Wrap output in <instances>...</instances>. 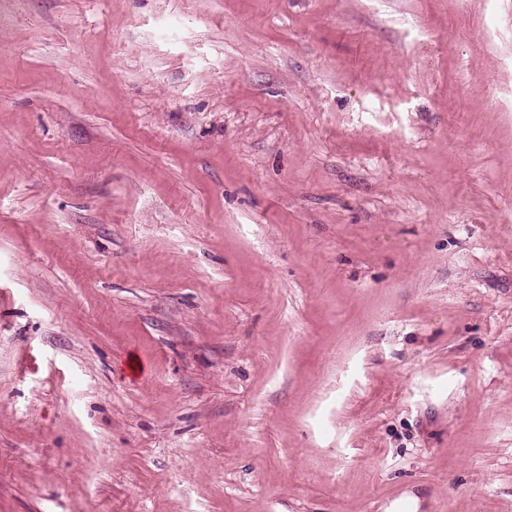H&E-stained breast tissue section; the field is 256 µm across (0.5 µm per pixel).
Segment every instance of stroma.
<instances>
[{"label": "stroma", "instance_id": "1", "mask_svg": "<svg viewBox=\"0 0 512 512\" xmlns=\"http://www.w3.org/2000/svg\"><path fill=\"white\" fill-rule=\"evenodd\" d=\"M0 512H512V0H0Z\"/></svg>", "mask_w": 512, "mask_h": 512}]
</instances>
